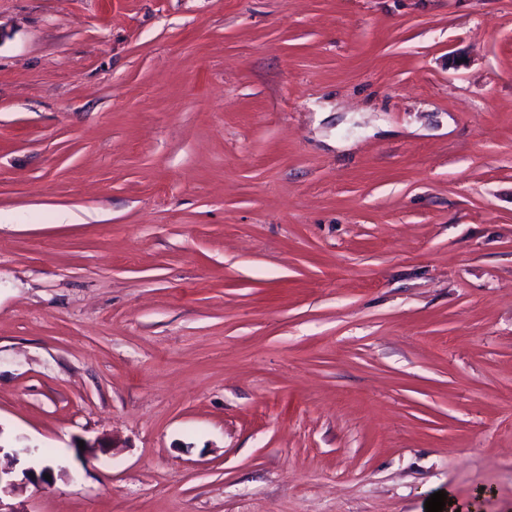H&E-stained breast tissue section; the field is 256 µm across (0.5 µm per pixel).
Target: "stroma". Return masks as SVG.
Listing matches in <instances>:
<instances>
[{"label":"stroma","mask_w":512,"mask_h":512,"mask_svg":"<svg viewBox=\"0 0 512 512\" xmlns=\"http://www.w3.org/2000/svg\"><path fill=\"white\" fill-rule=\"evenodd\" d=\"M0 446L17 512H512V0H0Z\"/></svg>","instance_id":"obj_1"}]
</instances>
